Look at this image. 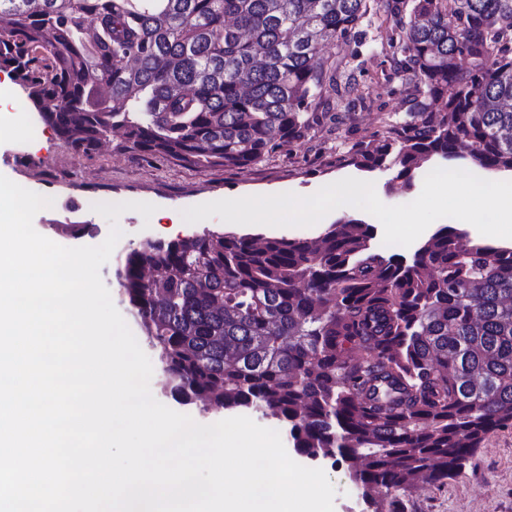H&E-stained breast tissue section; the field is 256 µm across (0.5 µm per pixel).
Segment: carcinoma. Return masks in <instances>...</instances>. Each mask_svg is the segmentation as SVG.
Returning a JSON list of instances; mask_svg holds the SVG:
<instances>
[{
    "instance_id": "obj_1",
    "label": "carcinoma",
    "mask_w": 512,
    "mask_h": 512,
    "mask_svg": "<svg viewBox=\"0 0 512 512\" xmlns=\"http://www.w3.org/2000/svg\"><path fill=\"white\" fill-rule=\"evenodd\" d=\"M382 9L409 119L349 163L407 189L461 147L512 172V0H0V71L79 155L118 128L131 152L244 170L306 138L336 83L323 46ZM374 235L353 218L315 238L205 230L128 249L114 277L165 394L266 414L367 512H403L418 479L512 426V248L444 225L406 259Z\"/></svg>"
}]
</instances>
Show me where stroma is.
Instances as JSON below:
<instances>
[{
	"label": "stroma",
	"instance_id": "35a3bbf8",
	"mask_svg": "<svg viewBox=\"0 0 512 512\" xmlns=\"http://www.w3.org/2000/svg\"><path fill=\"white\" fill-rule=\"evenodd\" d=\"M392 20L378 15L353 36L328 43L327 60H349L359 54L361 67L347 69L345 80L355 82L364 93L363 102L348 93L334 100L331 112L319 116L308 136L277 149L261 163L245 169L213 167L198 170L160 158L132 153L121 136H112L89 156L74 153L42 123L25 93L0 74V175L20 186L53 198L51 208L34 218L37 232L65 247L100 245L110 224L93 211L89 198L106 197L112 202L141 200L156 205L150 220L134 211L120 215L122 236L100 274L119 312H126L113 280V271L125 249L148 239H170L209 228L241 234L288 238L315 237L348 215L375 223L372 214L358 209L334 210L311 227L231 225L213 217L189 224L182 210L220 199L293 192L309 196L321 187L354 177L373 182L379 199L387 205L415 200L423 188L416 176L411 189L394 182L393 171L366 172L348 165L349 149L382 131L384 121L406 119L412 87L394 76L391 37ZM80 224V235L59 233L58 225ZM404 512H512V426L496 430L464 469L443 485H424L404 499Z\"/></svg>",
	"mask_w": 512,
	"mask_h": 512
}]
</instances>
